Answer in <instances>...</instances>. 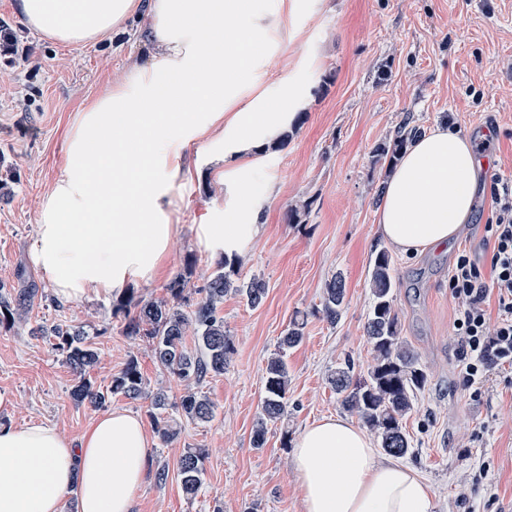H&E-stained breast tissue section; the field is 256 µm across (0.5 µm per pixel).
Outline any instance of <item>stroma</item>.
I'll use <instances>...</instances> for the list:
<instances>
[{
    "label": "stroma",
    "instance_id": "1",
    "mask_svg": "<svg viewBox=\"0 0 512 512\" xmlns=\"http://www.w3.org/2000/svg\"><path fill=\"white\" fill-rule=\"evenodd\" d=\"M293 24L300 37L276 43L274 64L256 70L254 80L272 90L283 72H293L307 106L289 126L287 142L260 156L251 175L265 227L235 277L262 279L266 295L257 306L225 295L219 313L234 350L223 374L198 383L178 378L157 362L146 338L124 335L121 295L66 302L28 261L39 200L63 161L65 130L106 81H120L146 56L138 23L85 47L30 33L41 65L34 103L25 99L28 63H19L14 83L0 90V158L16 177L12 194L0 199V283L37 288L32 323L95 329L98 359L87 376L98 389L109 388L134 361L147 389L163 388L172 404L190 389L212 402L207 422L169 409L178 434L169 442L155 439L154 472L137 492L133 512H213L218 506L223 512H303L292 468L296 439L317 420L345 416L329 383L336 365L350 362L363 375L372 362L365 331L373 303L369 281L376 254L387 247L377 213L394 167L379 148L400 127L424 131L448 119L479 143L486 121H493L494 167L477 174L471 222L448 249L414 258L393 254L394 305L400 334L427 374L403 420L410 441L404 463L432 487L434 512H512V372L495 369L480 389L465 386L448 291L459 251L488 265L491 176L512 177V0H304ZM185 159L192 176L175 188L170 252L158 279L130 288L133 298H165L167 284L182 274L190 283L187 304L196 306L197 286L217 267L216 257L197 247L192 227L236 199L212 177L203 147L190 146ZM294 206L299 212L292 220L287 212ZM337 276L345 299L331 323L321 303ZM296 319L305 327L301 344L288 352V415L268 424L266 444L257 448L265 368ZM75 383L51 340L29 336L21 324L0 325V425L42 422L78 438L101 410L74 400ZM188 448L205 454L202 486L191 499L177 471ZM163 467L168 477L161 482L155 472Z\"/></svg>",
    "mask_w": 512,
    "mask_h": 512
}]
</instances>
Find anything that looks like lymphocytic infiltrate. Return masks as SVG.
<instances>
[{"label": "lymphocytic infiltrate", "mask_w": 512, "mask_h": 512, "mask_svg": "<svg viewBox=\"0 0 512 512\" xmlns=\"http://www.w3.org/2000/svg\"><path fill=\"white\" fill-rule=\"evenodd\" d=\"M34 52L21 29L0 21V82L11 78L18 60ZM496 220L489 271L459 255L448 279L456 303L453 322L459 361L468 386L480 387L492 369L512 368V183L493 186Z\"/></svg>", "instance_id": "1"}]
</instances>
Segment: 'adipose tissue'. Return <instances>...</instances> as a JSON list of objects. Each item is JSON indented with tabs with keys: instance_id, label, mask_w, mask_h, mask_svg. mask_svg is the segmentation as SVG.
<instances>
[{
	"instance_id": "adipose-tissue-1",
	"label": "adipose tissue",
	"mask_w": 512,
	"mask_h": 512,
	"mask_svg": "<svg viewBox=\"0 0 512 512\" xmlns=\"http://www.w3.org/2000/svg\"><path fill=\"white\" fill-rule=\"evenodd\" d=\"M299 0H18L23 23L70 46L98 42L141 20L153 47L144 64L77 112L65 160L38 211L29 260L56 295L79 303L153 282L169 253L172 190L186 178L189 144L209 147L237 198L193 225L198 248L238 257L260 236L250 191L253 158L305 105L293 75L275 96L258 92V43L286 31ZM166 102L170 111H157ZM480 164L473 141L442 123L415 135L387 181L378 211L384 240L415 257L448 245L473 214ZM153 442L142 421L113 409L75 441L55 426H0V512H132ZM304 512H433L434 493L410 466L380 456L370 436L341 417L305 427L293 451Z\"/></svg>"
}]
</instances>
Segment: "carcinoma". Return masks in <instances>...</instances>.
I'll list each match as a JSON object with an SVG mask.
<instances>
[{
    "instance_id": "carcinoma-1",
    "label": "carcinoma",
    "mask_w": 512,
    "mask_h": 512,
    "mask_svg": "<svg viewBox=\"0 0 512 512\" xmlns=\"http://www.w3.org/2000/svg\"><path fill=\"white\" fill-rule=\"evenodd\" d=\"M238 258H224L217 265L210 279L199 292L203 298L190 310L184 309V293L189 281L175 276L167 285L168 298L132 302L124 301L125 334L143 336L152 342L158 362L173 374L197 382L210 374H224L233 341L224 328V317L218 309L224 303V295L234 291L244 296L253 306L259 305L266 294L265 283L252 278L237 282L231 278ZM370 286L374 298L373 307L365 325L373 351V362L365 377L354 376L351 365L340 364L330 374V384L348 411L356 413L377 435L381 448L393 456L407 454L409 441L403 420L411 410L416 393L424 386L426 378L418 367L416 356L400 336L398 313L394 307L395 282L392 275L391 257L385 250L378 252L371 272ZM33 288L4 290L0 284V324L28 322ZM345 288L337 276L324 289L322 314L335 323L344 302ZM304 323L293 322L281 339V352L271 358L266 366L265 400L262 417L254 431L253 444L261 448L265 444L266 423L278 421L286 413L288 394V364L285 350L296 347L303 338ZM193 333L195 348L186 345V336ZM35 337H52L55 349L65 354V362L77 377L74 398L98 408L103 406L108 394L121 393L129 399L146 395L143 375L134 361L129 362L119 376L112 380L110 393L94 387L86 372L96 361L98 352L89 341V332L82 326L53 324L31 328ZM154 428L162 440L168 441L175 430L164 417L169 407L166 392L159 388L150 394ZM181 414L192 421L207 422L213 417V406L204 396L190 391L179 405ZM203 451L188 449L179 458L177 470L181 477L183 493L193 498L202 485Z\"/></svg>"
}]
</instances>
